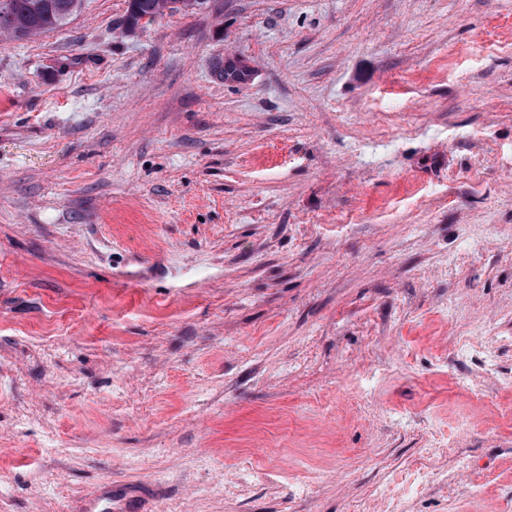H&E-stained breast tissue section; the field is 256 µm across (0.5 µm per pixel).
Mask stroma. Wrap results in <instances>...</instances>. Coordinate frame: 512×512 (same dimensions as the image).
Listing matches in <instances>:
<instances>
[{"label":"stroma","mask_w":512,"mask_h":512,"mask_svg":"<svg viewBox=\"0 0 512 512\" xmlns=\"http://www.w3.org/2000/svg\"><path fill=\"white\" fill-rule=\"evenodd\" d=\"M127 5L0 37V512H512V0ZM170 0H128V10L125 18V24L127 28L134 30L139 27L140 22L143 19L151 20L167 9L170 11L183 9V7L176 5V1L173 0L171 6L167 7L166 3ZM145 510L140 495L122 485L105 487L96 497L75 509L79 512H147Z\"/></svg>","instance_id":"stroma-1"}]
</instances>
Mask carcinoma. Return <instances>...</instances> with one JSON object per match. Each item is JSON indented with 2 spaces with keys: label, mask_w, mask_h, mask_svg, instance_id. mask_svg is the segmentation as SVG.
Segmentation results:
<instances>
[{
  "label": "carcinoma",
  "mask_w": 512,
  "mask_h": 512,
  "mask_svg": "<svg viewBox=\"0 0 512 512\" xmlns=\"http://www.w3.org/2000/svg\"><path fill=\"white\" fill-rule=\"evenodd\" d=\"M82 0H0V20L10 19L15 28L9 35L20 39L57 30L79 11ZM180 9L169 0H128L126 27L134 29L143 19Z\"/></svg>",
  "instance_id": "carcinoma-1"
}]
</instances>
